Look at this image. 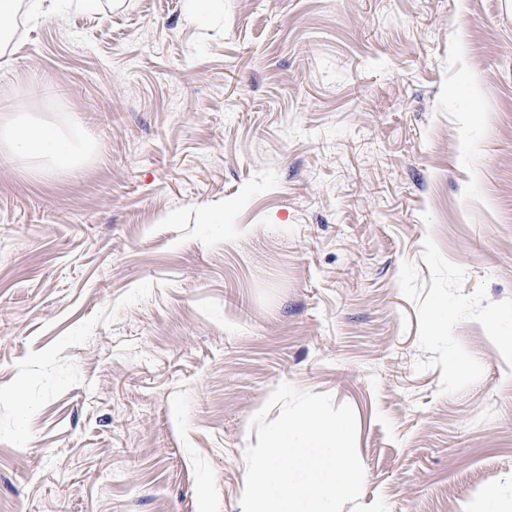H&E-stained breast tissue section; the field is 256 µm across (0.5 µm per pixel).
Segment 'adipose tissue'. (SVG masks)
<instances>
[{
  "mask_svg": "<svg viewBox=\"0 0 512 512\" xmlns=\"http://www.w3.org/2000/svg\"><path fill=\"white\" fill-rule=\"evenodd\" d=\"M0 147L31 160L34 167L53 168L78 164L92 145L75 129L15 117L0 126Z\"/></svg>",
  "mask_w": 512,
  "mask_h": 512,
  "instance_id": "adipose-tissue-1",
  "label": "adipose tissue"
}]
</instances>
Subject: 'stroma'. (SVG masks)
Here are the masks:
<instances>
[{"label":"stroma","mask_w":512,"mask_h":512,"mask_svg":"<svg viewBox=\"0 0 512 512\" xmlns=\"http://www.w3.org/2000/svg\"><path fill=\"white\" fill-rule=\"evenodd\" d=\"M0 45V512H242L283 382L359 501L512 512V0H70ZM441 328H434V320ZM0 145L11 154L33 161L36 168L78 164L92 145L77 129L15 117L0 127Z\"/></svg>","instance_id":"35a3bbf8"}]
</instances>
